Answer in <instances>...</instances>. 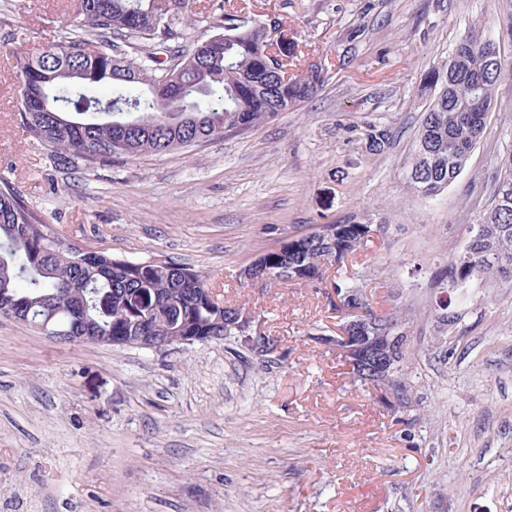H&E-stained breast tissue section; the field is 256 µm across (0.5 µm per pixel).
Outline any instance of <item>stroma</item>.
<instances>
[{
  "label": "stroma",
  "instance_id": "1",
  "mask_svg": "<svg viewBox=\"0 0 512 512\" xmlns=\"http://www.w3.org/2000/svg\"><path fill=\"white\" fill-rule=\"evenodd\" d=\"M225 0H188L183 48ZM324 87L245 135L62 170L23 134L15 53L55 42L74 0H0V178L65 239L193 268L251 318L244 337L160 351L65 344L0 316V512H512V279L452 286L469 202L512 150V0H246ZM484 25L505 65L483 139L438 196L406 168L425 71ZM393 134L366 148L367 124ZM358 215L385 230L321 282L248 283L258 255ZM408 315L407 408L354 379L328 292L349 274ZM364 135L366 143L370 139L371 144L367 148L374 155L384 153L392 143L391 130L385 125H369Z\"/></svg>",
  "mask_w": 512,
  "mask_h": 512
}]
</instances>
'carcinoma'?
Instances as JSON below:
<instances>
[{
  "instance_id": "obj_1",
  "label": "carcinoma",
  "mask_w": 512,
  "mask_h": 512,
  "mask_svg": "<svg viewBox=\"0 0 512 512\" xmlns=\"http://www.w3.org/2000/svg\"><path fill=\"white\" fill-rule=\"evenodd\" d=\"M76 17L57 43L35 56H16L20 126L52 151L62 169L94 170L124 158L200 146L225 134H243L311 99L327 72L288 73L261 42L260 25L226 13L221 32L185 52L174 28L185 0H78ZM469 49L455 70L429 68L423 88L434 91L424 111L406 171L408 186L435 197L456 181L485 133L498 78L491 53L499 50L481 28L468 33ZM135 54H130V51ZM181 71L182 99L153 89L167 70ZM368 150L390 147L385 125H370ZM481 225L470 257L450 264L453 282L485 274L484 257H500L496 272L512 278V153L500 159L492 207L475 214ZM365 225L351 217L312 233L294 248L271 251L269 267L280 279L311 281L325 263L341 264L365 241ZM10 303L29 319L53 316L71 336L240 335L232 308L218 311L202 275L165 262L133 266L129 260L65 242L30 209L7 180H0V315Z\"/></svg>"
}]
</instances>
